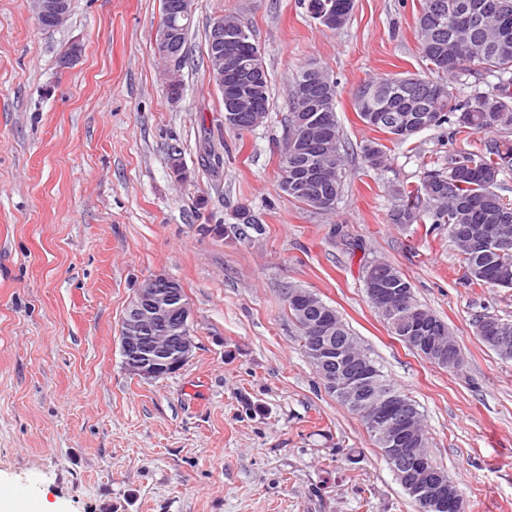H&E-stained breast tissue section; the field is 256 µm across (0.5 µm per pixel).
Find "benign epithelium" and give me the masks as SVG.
I'll use <instances>...</instances> for the list:
<instances>
[{"label":"benign epithelium","mask_w":512,"mask_h":512,"mask_svg":"<svg viewBox=\"0 0 512 512\" xmlns=\"http://www.w3.org/2000/svg\"><path fill=\"white\" fill-rule=\"evenodd\" d=\"M33 15L40 21L52 19L62 25L69 15V0H30ZM193 17V0H174L165 10L154 30L158 60L171 77L167 93L171 100L180 99L182 92L178 76L182 64V34L185 20ZM345 19L344 9L336 8L335 0H322L319 25L335 29ZM242 31L240 24L224 25V19L214 21L210 30L213 47L209 74L212 81L224 84V70L238 72L247 83L259 76L255 63L241 62L236 55H224V44L235 41ZM371 299L387 309L407 310L401 332L402 340L411 347L424 349L436 363L453 368L458 363L453 338L435 335V323L421 309L412 308L408 293L402 288H386L380 284L368 290ZM291 303L301 311L316 307L317 298L308 291H297ZM309 335L308 356L323 385L331 393L354 400L361 387L372 381L373 366L358 356L344 340L329 335L330 323L325 316L304 318ZM194 311L181 284L168 276L156 275L144 280L135 290L120 325V347L126 371L134 377L152 382L182 369L196 348ZM394 402L366 409L372 432L384 438L386 461L423 512H465L458 490L441 477L431 458L415 447L420 438L413 434L406 419L392 410Z\"/></svg>","instance_id":"7a95c632"}]
</instances>
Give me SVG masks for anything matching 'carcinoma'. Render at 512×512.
<instances>
[{
	"label": "carcinoma",
	"instance_id": "carcinoma-1",
	"mask_svg": "<svg viewBox=\"0 0 512 512\" xmlns=\"http://www.w3.org/2000/svg\"><path fill=\"white\" fill-rule=\"evenodd\" d=\"M438 2L448 4V0H421L416 17L421 58L432 76L395 75L372 82L377 93L370 98L367 108L357 107L360 119L375 131L400 142L412 134L397 131V126L418 124L426 112L435 114L432 127L449 126L453 139L494 128L512 130V24L505 30L497 18V4L501 0H465L478 14L479 25L477 32L468 33L469 49L463 56L456 33L451 30L443 33L428 22V15ZM235 50L244 59L261 56L247 28L239 36ZM482 71L497 74L499 83L495 91L475 89L461 99L448 82L466 72ZM312 75L309 66H304L288 88L290 112L285 135L296 138L299 149L281 155L282 177L291 173L294 166L306 167L318 158L316 150L305 144L303 126L298 123L304 103L294 95L296 87ZM249 95L253 96L251 106L254 110L270 112L272 97L268 72H262L256 89ZM336 96L337 89L334 88L326 104V110L331 112L329 137L335 143L329 158L333 174L329 180L316 184L314 190L337 201L344 186L345 158L341 153L342 141L336 119ZM362 154L371 169L383 167L387 160L384 145L376 141L366 144ZM508 173H512V142H495L478 151L452 150L448 152L446 163L423 170L416 187L402 185L392 189L398 204L391 211V223L420 224L428 218L433 224L447 225L448 237L463 256L468 285L512 288V252L498 253L489 240L494 234L512 238V202L504 200L497 192L501 177ZM383 274L394 278L403 288L411 287L402 273L389 263L370 261L363 266L365 281ZM323 310L329 311L333 335L355 340L336 308L327 304ZM482 322L497 323V335L501 339L494 341L483 336L481 340L501 357L511 359L512 320L483 314L475 324ZM375 371L380 389L396 397L418 416L419 429L425 431L416 403L396 389L380 367H375Z\"/></svg>",
	"mask_w": 512,
	"mask_h": 512
}]
</instances>
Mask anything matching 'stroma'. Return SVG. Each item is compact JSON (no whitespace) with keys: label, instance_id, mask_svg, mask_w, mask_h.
<instances>
[{"label":"stroma","instance_id":"stroma-1","mask_svg":"<svg viewBox=\"0 0 512 512\" xmlns=\"http://www.w3.org/2000/svg\"><path fill=\"white\" fill-rule=\"evenodd\" d=\"M161 7L71 0L67 22L45 29L29 0H0V512H416L305 356L291 285L336 308L416 401L466 512H512V360L475 328L484 313L512 317V290L465 285L446 227L389 219L392 185H419L449 146L476 151L512 130L452 144L425 129L396 143L359 118L360 84L425 75L419 0H355L336 30L301 0H194L177 101L156 58ZM222 15L249 27L271 79L273 107L251 131L225 128L209 76L205 33ZM75 43L80 58L63 64ZM311 61L338 82L346 153L328 215L280 188L287 90ZM371 140L386 147L384 168L363 162ZM243 208L258 229L238 223ZM374 260L448 325L460 369L391 334L365 294ZM158 274L181 283L196 348L147 382L123 367L119 325Z\"/></svg>","mask_w":512,"mask_h":512}]
</instances>
